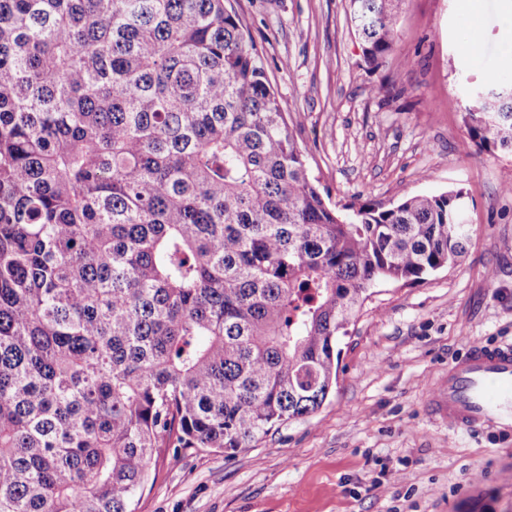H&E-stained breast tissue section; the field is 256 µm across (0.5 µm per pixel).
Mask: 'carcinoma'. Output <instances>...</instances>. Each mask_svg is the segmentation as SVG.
<instances>
[{
  "label": "carcinoma",
  "mask_w": 512,
  "mask_h": 512,
  "mask_svg": "<svg viewBox=\"0 0 512 512\" xmlns=\"http://www.w3.org/2000/svg\"><path fill=\"white\" fill-rule=\"evenodd\" d=\"M349 2L378 69L399 0ZM462 195L327 204L226 0H0V512H136L169 449L316 412L367 289L462 257Z\"/></svg>",
  "instance_id": "obj_1"
}]
</instances>
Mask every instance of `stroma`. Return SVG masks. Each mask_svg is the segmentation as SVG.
Instances as JSON below:
<instances>
[{
    "label": "stroma",
    "instance_id": "35a3bbf8",
    "mask_svg": "<svg viewBox=\"0 0 512 512\" xmlns=\"http://www.w3.org/2000/svg\"><path fill=\"white\" fill-rule=\"evenodd\" d=\"M464 2L401 0L400 38L373 70L348 0H230L328 204L460 189L470 238L457 264L370 288L317 412L230 457L167 455L137 512H512V434L425 410L469 345L512 344V152L479 151L463 122L468 89L512 84V26L505 0H480L470 51Z\"/></svg>",
    "mask_w": 512,
    "mask_h": 512
}]
</instances>
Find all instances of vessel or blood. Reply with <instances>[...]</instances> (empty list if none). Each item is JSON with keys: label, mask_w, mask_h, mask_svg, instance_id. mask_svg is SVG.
Here are the masks:
<instances>
[{"label": "vessel or blood", "mask_w": 512, "mask_h": 512, "mask_svg": "<svg viewBox=\"0 0 512 512\" xmlns=\"http://www.w3.org/2000/svg\"><path fill=\"white\" fill-rule=\"evenodd\" d=\"M427 408L451 428L479 432L493 426L512 433V347L471 345L436 380Z\"/></svg>", "instance_id": "1"}]
</instances>
